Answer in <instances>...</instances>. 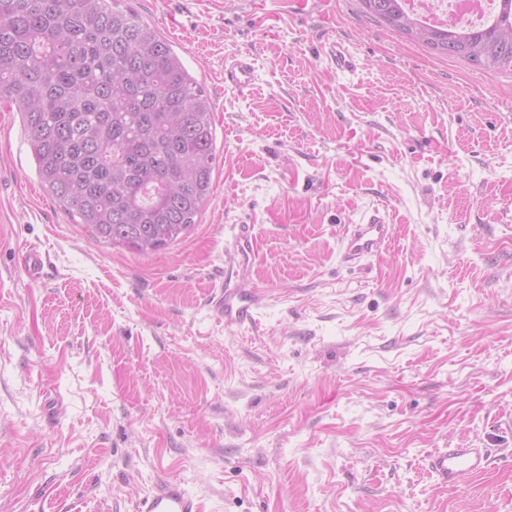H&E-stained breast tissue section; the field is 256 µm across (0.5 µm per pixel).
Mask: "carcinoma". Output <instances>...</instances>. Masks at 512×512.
<instances>
[{
    "label": "carcinoma",
    "instance_id": "obj_1",
    "mask_svg": "<svg viewBox=\"0 0 512 512\" xmlns=\"http://www.w3.org/2000/svg\"><path fill=\"white\" fill-rule=\"evenodd\" d=\"M398 32L512 70V0L482 27L360 0ZM18 105L36 170L96 239L140 254L195 224L213 187L210 104L171 45L122 0H0V103Z\"/></svg>",
    "mask_w": 512,
    "mask_h": 512
}]
</instances>
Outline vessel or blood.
<instances>
[{
	"instance_id": "obj_1",
	"label": "vessel or blood",
	"mask_w": 512,
	"mask_h": 512,
	"mask_svg": "<svg viewBox=\"0 0 512 512\" xmlns=\"http://www.w3.org/2000/svg\"><path fill=\"white\" fill-rule=\"evenodd\" d=\"M329 56L337 70L345 74L357 69L354 57L345 41L329 46ZM257 79L251 55L238 54L224 61V85L239 92L250 90ZM392 226L384 214L372 211L361 223L348 229L343 258L358 262L386 247ZM233 261L224 269V282L210 301L214 318L224 326H241L253 322L257 311L265 304L263 289H243L238 280L244 279L254 255V241L248 229H239L233 238ZM427 466L438 480L448 486L459 485L466 478L485 471L489 454L484 448H442L428 458ZM135 512H201L199 501L178 481H160L154 491L144 497Z\"/></svg>"
}]
</instances>
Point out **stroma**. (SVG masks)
<instances>
[{
  "label": "stroma",
  "mask_w": 512,
  "mask_h": 512,
  "mask_svg": "<svg viewBox=\"0 0 512 512\" xmlns=\"http://www.w3.org/2000/svg\"><path fill=\"white\" fill-rule=\"evenodd\" d=\"M125 3L209 99L213 192L163 251L95 241L0 105V512H135L163 478L202 512H512V72L360 0ZM375 208L391 242L345 262ZM242 224L269 298L237 328L209 302ZM459 447L490 464L451 488L426 460ZM328 53L331 61L336 66V70L344 74H354L357 65L345 41L336 40V42L330 44ZM257 79L252 55L240 53L224 60V87L239 92L250 90Z\"/></svg>",
  "instance_id": "stroma-1"
}]
</instances>
